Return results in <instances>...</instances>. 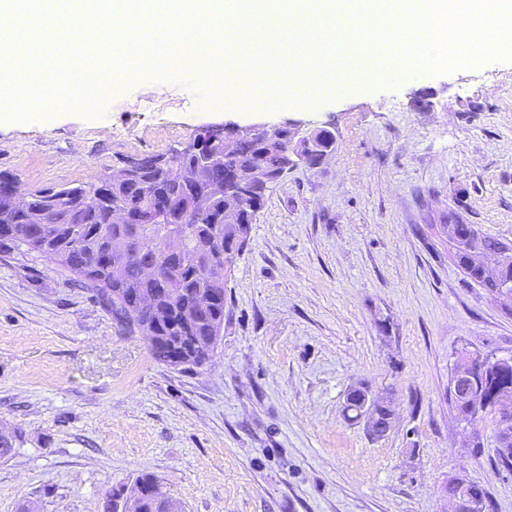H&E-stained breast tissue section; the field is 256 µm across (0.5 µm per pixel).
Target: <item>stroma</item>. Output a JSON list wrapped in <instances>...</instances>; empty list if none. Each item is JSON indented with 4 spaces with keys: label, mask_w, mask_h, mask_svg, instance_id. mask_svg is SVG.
Returning <instances> with one entry per match:
<instances>
[{
    "label": "stroma",
    "mask_w": 512,
    "mask_h": 512,
    "mask_svg": "<svg viewBox=\"0 0 512 512\" xmlns=\"http://www.w3.org/2000/svg\"><path fill=\"white\" fill-rule=\"evenodd\" d=\"M187 81L116 78L94 106L0 122V172L23 190L96 180L170 154L203 125L333 124L332 156L267 193L228 283L212 362L158 363L68 271L0 247V512H105L151 474L184 512H445L442 486L512 512L492 415L462 422L460 350L512 356V314L466 277L457 214L512 240V59L424 73L262 112ZM435 89L433 106L412 101ZM365 384L384 437L349 417ZM480 446H473V438Z\"/></svg>",
    "instance_id": "stroma-1"
}]
</instances>
